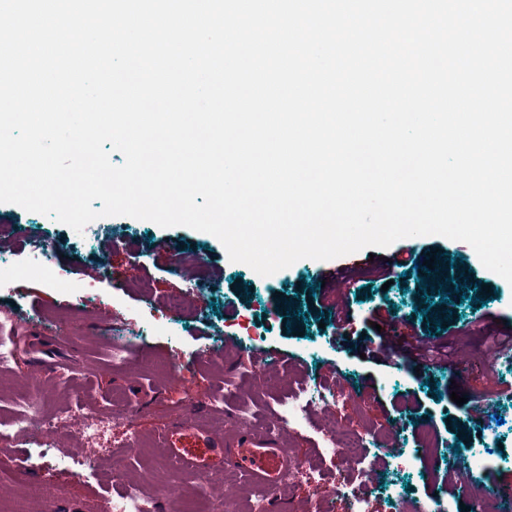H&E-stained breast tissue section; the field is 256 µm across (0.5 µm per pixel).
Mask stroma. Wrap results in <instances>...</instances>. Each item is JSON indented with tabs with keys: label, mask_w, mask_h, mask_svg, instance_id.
I'll return each mask as SVG.
<instances>
[{
	"label": "stroma",
	"mask_w": 512,
	"mask_h": 512,
	"mask_svg": "<svg viewBox=\"0 0 512 512\" xmlns=\"http://www.w3.org/2000/svg\"><path fill=\"white\" fill-rule=\"evenodd\" d=\"M108 238L115 246L106 278L93 268ZM168 239L178 241V253L203 259L208 285L175 271L178 253L160 248ZM408 247L415 268L387 269V259ZM431 255L451 259L467 294L451 303L454 319L442 330L434 328V314L416 309L423 294L418 266ZM345 263L302 259L262 277L230 261L215 236L187 227L108 216L78 233L0 203V341L13 353L0 367V421L23 404L36 418L66 407L74 418L53 430V446L73 455L95 451L80 474L63 463L16 469L0 482V512H112L101 478L108 463L127 482L140 483L146 469L160 473L157 441L186 404L202 398L222 406L228 431L231 415L244 408L270 418L297 372L330 386L342 377L353 388L331 412H315L307 427L281 430L285 447L303 459L317 457L323 431L338 421L389 428L403 448L419 447L422 431L430 432L435 464L389 461L385 479L365 486L371 512H396L405 501L425 508L437 499L447 512H461L471 501L469 486L486 479L474 471L466 485L448 481V461L459 449L487 454L493 475L512 479V394L505 392L512 364L477 354L485 338L512 336V285L477 261L469 244L436 235L364 249L353 268ZM330 278L335 287H321ZM183 299L188 307L174 311ZM116 341L124 346L119 364L112 360ZM245 345L279 351L282 359L256 380L238 359ZM456 356L466 359L471 380L455 386L448 361ZM229 379L236 383L230 392ZM453 390L467 403L453 402ZM487 403L495 404L502 425L480 417ZM111 410L117 417L99 436L79 434L88 415ZM131 433L141 440L136 455L128 451ZM321 473L318 483L295 480L284 496L286 512H350L349 500L330 493L335 464L323 462ZM162 489L169 492L165 512H177L188 491L196 495V512H242V498H227L224 484H200L184 470L173 481L160 473L146 494Z\"/></svg>",
	"instance_id": "stroma-1"
}]
</instances>
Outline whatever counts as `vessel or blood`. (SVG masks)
<instances>
[{
	"label": "vessel or blood",
	"mask_w": 512,
	"mask_h": 512,
	"mask_svg": "<svg viewBox=\"0 0 512 512\" xmlns=\"http://www.w3.org/2000/svg\"><path fill=\"white\" fill-rule=\"evenodd\" d=\"M164 453L180 468L193 473H213L228 467L244 471L253 486L266 492L269 512H282V479L299 465L298 457L289 455L275 437H259L240 426L228 438L223 432L184 420L170 425Z\"/></svg>",
	"instance_id": "b4317fda"
}]
</instances>
